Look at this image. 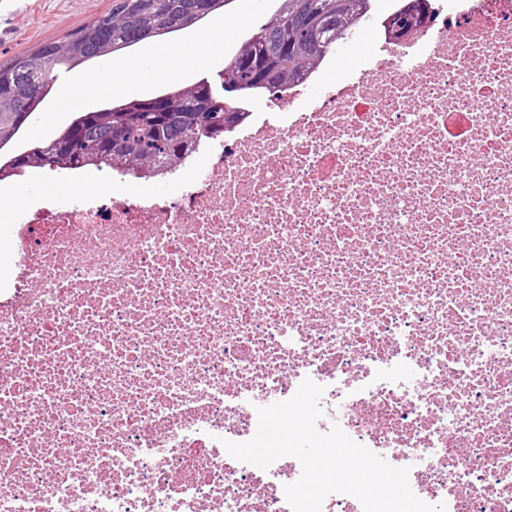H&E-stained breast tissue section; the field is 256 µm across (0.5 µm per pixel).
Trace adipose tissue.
Instances as JSON below:
<instances>
[{
    "mask_svg": "<svg viewBox=\"0 0 512 512\" xmlns=\"http://www.w3.org/2000/svg\"><path fill=\"white\" fill-rule=\"evenodd\" d=\"M190 49L193 59L189 62L181 59L179 50L153 48L135 60L117 65L109 63L91 70L82 80L62 85L59 106L47 111L43 121L52 124L58 120L61 111L92 105L106 95L141 96L162 77L191 79L202 64L220 59L207 37H198L191 42Z\"/></svg>",
    "mask_w": 512,
    "mask_h": 512,
    "instance_id": "obj_1",
    "label": "adipose tissue"
}]
</instances>
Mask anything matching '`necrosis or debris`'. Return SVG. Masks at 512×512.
<instances>
[{
  "mask_svg": "<svg viewBox=\"0 0 512 512\" xmlns=\"http://www.w3.org/2000/svg\"><path fill=\"white\" fill-rule=\"evenodd\" d=\"M147 199L25 209L0 289V512H291L225 441L323 386L446 512H512V0H432Z\"/></svg>",
  "mask_w": 512,
  "mask_h": 512,
  "instance_id": "4bbe7bcc",
  "label": "necrosis or debris"
}]
</instances>
